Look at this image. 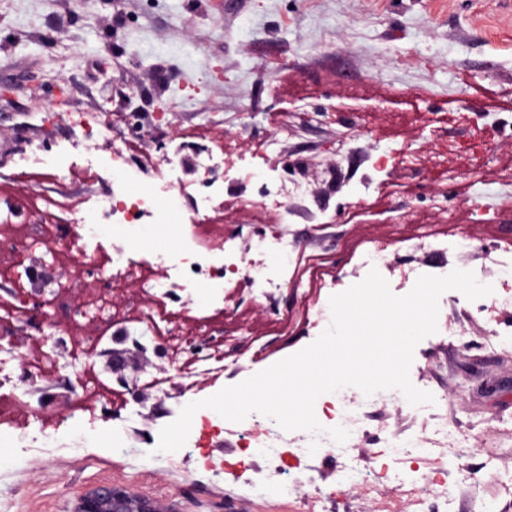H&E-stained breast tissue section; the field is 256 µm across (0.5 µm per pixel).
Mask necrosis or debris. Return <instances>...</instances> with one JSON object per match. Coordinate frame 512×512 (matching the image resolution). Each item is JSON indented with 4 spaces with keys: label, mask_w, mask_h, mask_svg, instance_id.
Segmentation results:
<instances>
[{
    "label": "necrosis or debris",
    "mask_w": 512,
    "mask_h": 512,
    "mask_svg": "<svg viewBox=\"0 0 512 512\" xmlns=\"http://www.w3.org/2000/svg\"><path fill=\"white\" fill-rule=\"evenodd\" d=\"M74 126V138L56 142L51 151L30 148L14 152L11 166L37 170L54 185L63 183L77 166L93 172L104 170L108 173L107 188L75 202L47 192L33 198L0 201V223L12 224L19 213L30 210L40 211L47 218L36 232L0 238V251L12 256L9 265L0 266V282L9 283L16 291L14 297L0 302V334L13 333L23 323L40 321L45 315L63 317L68 326L82 319L95 320L100 330L91 336L73 338L69 343L71 367L83 387L69 392L68 411L61 415L47 413L31 401L33 394H50L56 382L59 355L55 346H48L40 355L18 366L11 359L0 357V447L9 449L14 459L42 458L58 451L77 455L105 438L112 447H126L121 430L108 431L76 421L78 415H94L98 405L112 396L109 381L90 370L87 360L101 344L112 340L113 289L134 280L150 296V304L135 309L134 316L151 341L163 347L183 392L191 394L195 391L197 371L181 367L183 337L193 335L208 317L223 312L235 277L248 276L252 294L260 302L273 297L291 278L289 257L293 247L281 231L261 238L253 245L251 255L246 256L221 237L210 245H202L200 228L207 212L223 199L226 186L254 180L260 183L257 192L241 196L240 207L252 213L273 207L278 209L281 223H292L294 212L288 200L305 195L303 184H285L273 168L254 171L251 161L243 156L227 163L219 146L190 155L182 145H174L148 174L130 164L118 145L113 146L109 160H102L99 146L112 138L106 121L81 112ZM189 164L198 175L193 183L181 178ZM176 193L192 197L189 211L176 212L170 203ZM175 223L180 226V240L172 249L158 246L140 234L144 224L167 230ZM408 247L405 241L373 243L359 256L351 272L329 282V289L359 283L373 269L383 273L390 287L406 291L413 288L421 275L450 273L447 264L407 270L390 267V250ZM39 255L50 257L61 271L43 293L39 306L29 309L18 296L26 292ZM493 262L500 270L496 293L490 306L477 307L476 314L483 319L489 335L500 336L507 342L512 340V334L498 332L492 311L512 308V255L494 257ZM80 276L100 280V290L76 294L71 281ZM177 295L204 296V311L191 312L182 324L173 325L175 313L170 303ZM17 371L23 374L18 382L12 379ZM384 399L396 405L406 402L395 389L367 396L347 388L320 397L315 402V414L321 429L316 433H286L272 419H261L254 413L247 416L245 427L238 429L236 435L244 448L263 459L266 469H286L285 458L299 459L276 486L253 484L254 496L263 502L274 500L293 505L295 512H310V501L296 498L295 492L301 487H317L318 475L308 460L322 455L334 463L340 483L359 481L375 490L390 482L407 484L413 488L414 505L418 508L430 499H447V467L443 465L426 478L420 476L418 469L420 461L432 454L445 462L465 440L463 431L437 421L439 404L412 409L415 416L430 421L428 434L393 432L378 455L363 461L353 456L352 439L364 434V423L372 407ZM336 426L348 430L349 441L340 444L329 436V428Z\"/></svg>",
    "instance_id": "4bbe7bcc"
}]
</instances>
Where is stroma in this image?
<instances>
[{"label":"stroma","instance_id":"35a3bbf8","mask_svg":"<svg viewBox=\"0 0 512 512\" xmlns=\"http://www.w3.org/2000/svg\"><path fill=\"white\" fill-rule=\"evenodd\" d=\"M51 72L63 87L47 83ZM0 80L13 85L0 97V145L7 147L66 137L73 113L96 112L112 119L117 137L137 133L141 155L156 163L170 136L196 125L223 131L244 151L269 143L268 166L302 160L286 178L303 182L307 196L290 199L297 217L283 230L297 256L325 261L324 273L297 276L267 304L246 289L235 292L215 322L229 337L224 368L197 373L202 394L304 348L324 282L351 271L372 242L423 229L466 236L472 247L464 253L419 249L392 259L479 269L488 284L497 270L485 255L512 242V183L473 173L470 131L444 117L467 103L494 120L491 160L512 169V106L492 101L512 92V0H0ZM159 108L165 115L157 128ZM49 110L56 119L47 129L40 115ZM272 112L281 115L275 127L267 121ZM404 146L419 148L417 168L394 165L381 180L389 196L357 206L372 157ZM238 195L225 194L220 229L246 250L265 223L238 208ZM469 311L461 292L449 291L448 324L458 335L451 344L420 341L415 370L422 388L446 396L449 425L466 432L465 451L449 463L451 512H475L482 501L512 512V486L477 477L487 462L512 475V391L492 400L482 390L487 380L512 376V346L486 355V329ZM180 411L174 395H146L134 457L104 443L85 464L20 461L13 478L0 476V512L8 499L21 512H70L81 495L111 483L149 499L164 485L171 512H286L246 500L231 480L201 472L188 485L169 469L151 440ZM366 426L356 443L363 458L382 446L380 427L410 429L414 419L384 404ZM201 445L229 471L260 463L228 431ZM312 464L330 494L327 512H404L409 504L398 488L377 496L359 482L337 485L330 459Z\"/></svg>","mask_w":512,"mask_h":512}]
</instances>
